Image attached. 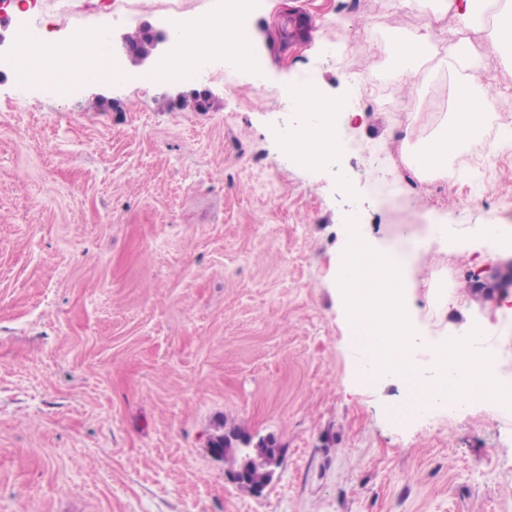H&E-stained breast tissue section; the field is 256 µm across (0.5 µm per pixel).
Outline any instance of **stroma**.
Returning a JSON list of instances; mask_svg holds the SVG:
<instances>
[{
    "mask_svg": "<svg viewBox=\"0 0 512 512\" xmlns=\"http://www.w3.org/2000/svg\"><path fill=\"white\" fill-rule=\"evenodd\" d=\"M258 0L249 25L263 85L245 71L152 83L87 80L67 97L0 66V512H512V412L390 410L394 377L363 381L336 272L356 219L376 246L411 248L426 225L460 246L409 269L424 337L489 327L512 383V252L475 250V228L512 236V55L477 38L499 91L482 131L425 175L411 206L385 184L450 121L455 76L429 58L409 142L389 109L343 126L346 151L317 167L281 152L303 81L343 96L371 76L393 85L392 45L453 30L366 0ZM216 0H38L0 8L58 38L127 12L135 31ZM367 30L352 45L349 30ZM198 107H190V100ZM230 422L273 436L280 465L262 494L240 491L208 450Z\"/></svg>",
    "mask_w": 512,
    "mask_h": 512,
    "instance_id": "obj_1",
    "label": "stroma"
}]
</instances>
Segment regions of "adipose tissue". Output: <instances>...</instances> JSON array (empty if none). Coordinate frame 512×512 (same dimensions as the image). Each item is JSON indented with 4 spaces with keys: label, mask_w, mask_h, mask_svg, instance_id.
Segmentation results:
<instances>
[{
    "label": "adipose tissue",
    "mask_w": 512,
    "mask_h": 512,
    "mask_svg": "<svg viewBox=\"0 0 512 512\" xmlns=\"http://www.w3.org/2000/svg\"><path fill=\"white\" fill-rule=\"evenodd\" d=\"M441 12H453L463 29L487 30L495 44L512 50V0H437ZM500 6L507 13V22L486 26L485 15L490 4ZM441 66L462 78L457 110L449 125L432 138L411 161L414 169L435 173L450 179L448 156L455 152L465 136L476 132L497 102V92L484 60L469 41L448 39L443 49ZM291 97L302 118L281 139L283 153L293 155L304 163L328 161L344 150L345 142L339 127L351 112L349 97H330L321 92L305 93L295 88Z\"/></svg>",
    "instance_id": "ef3b65f1"
}]
</instances>
